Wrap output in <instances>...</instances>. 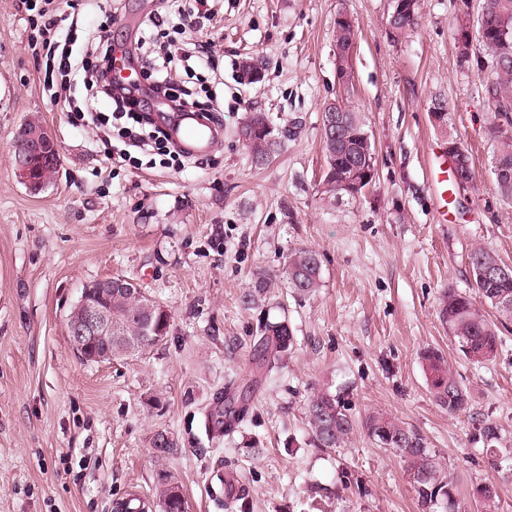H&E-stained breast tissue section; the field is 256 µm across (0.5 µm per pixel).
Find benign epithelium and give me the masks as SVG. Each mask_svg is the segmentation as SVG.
I'll list each match as a JSON object with an SVG mask.
<instances>
[{
	"label": "benign epithelium",
	"mask_w": 512,
	"mask_h": 512,
	"mask_svg": "<svg viewBox=\"0 0 512 512\" xmlns=\"http://www.w3.org/2000/svg\"><path fill=\"white\" fill-rule=\"evenodd\" d=\"M352 48L349 44L335 49L336 77L340 85L346 81L344 67ZM41 155L61 161L58 145L47 127L16 132L12 157L24 181H29L33 158ZM119 288H125L122 278L106 277L85 285L67 317L70 346L87 362L112 360V291Z\"/></svg>",
	"instance_id": "benign-epithelium-1"
}]
</instances>
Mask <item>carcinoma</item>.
Listing matches in <instances>:
<instances>
[{"label": "carcinoma", "instance_id": "carcinoma-1", "mask_svg": "<svg viewBox=\"0 0 512 512\" xmlns=\"http://www.w3.org/2000/svg\"><path fill=\"white\" fill-rule=\"evenodd\" d=\"M420 0H404L401 12H391L388 28L394 39L405 37L415 25ZM473 39L489 56L490 75L485 94L491 110L488 134L493 142L492 174L497 195L512 201V0H481ZM284 141L256 137L245 145L257 166L269 164L283 149ZM325 169L320 181V200L330 204L342 197L355 199L348 187L352 167L358 165L375 175L374 142L362 113L345 105L342 122L331 137L323 133ZM503 261L491 251L478 247L469 255V272L475 296L453 289L444 293L440 302V318L456 338L460 351L473 361L490 360L497 354L499 335L496 323L485 315L483 304L497 314L512 320L511 275L500 278L489 272L500 268ZM282 281L298 297L314 295L321 287L323 270L320 255L308 247L288 253L281 272ZM272 277L254 276L245 288L241 301L248 309L265 305L270 299ZM140 289L112 295V322L122 329V336L112 340V353L136 346L149 350L168 335L171 313L156 305L147 310ZM252 364L260 377L276 372L285 353L294 346L293 332L286 314L267 316L258 323ZM423 368L431 395L437 404L456 414L467 409L469 395L454 378L442 354L428 349L422 355ZM306 414L317 448H338L354 430V420L335 396L323 392L313 395ZM365 429L380 447L395 451L406 464L410 484L426 512L441 506L444 512H457V486L436 454L428 447L426 437L399 420L384 414L368 417ZM152 447L160 457L172 454L177 443L165 430H158ZM473 495L480 497L483 512H499V496L494 486H479ZM160 512H186V501L178 483L166 480L158 492Z\"/></svg>", "mask_w": 512, "mask_h": 512}]
</instances>
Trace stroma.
<instances>
[{"instance_id": "stroma-1", "label": "stroma", "mask_w": 512, "mask_h": 512, "mask_svg": "<svg viewBox=\"0 0 512 512\" xmlns=\"http://www.w3.org/2000/svg\"><path fill=\"white\" fill-rule=\"evenodd\" d=\"M79 21L68 39L80 51L112 10V42L134 50L140 13L161 0H68ZM393 0H212L202 37L208 67L173 77L216 86L224 138L210 153L171 166L141 155L115 162L91 120L70 98H51L45 61L23 0H0V512H111L139 495L154 502L163 477L188 512H225L214 501L216 470L240 473L246 512H421L405 465L363 426L384 413L419 430L463 490L461 512H477L472 488L496 486L512 512V472L489 460L476 421L499 428L512 448V322L487 362L466 359L439 318L442 293L471 292L477 247L512 264V203L494 190L487 137V70L462 58L451 35L459 0H421L405 38L392 39ZM348 11L357 28L349 103L367 118L375 176L357 201L319 202L325 168L324 102L340 97L333 21ZM265 77L241 83L243 59ZM472 154L475 182L440 208L426 166L445 143L430 122L432 100ZM294 137L270 165L255 167L236 138L250 112ZM48 126L61 167L30 192L10 144L30 119ZM321 255L323 283L310 298L287 288L295 347L282 368L256 380L251 365L259 310L239 301L253 274L281 270L290 249ZM121 275L166 306L168 336L144 355L87 363L72 350L66 319L83 286ZM438 350L466 388L467 411L448 414L432 398L420 354ZM253 386L248 414L221 437L205 417L224 390ZM326 391L356 422L338 448L311 443L305 404ZM173 455L158 458L155 431Z\"/></svg>"}]
</instances>
